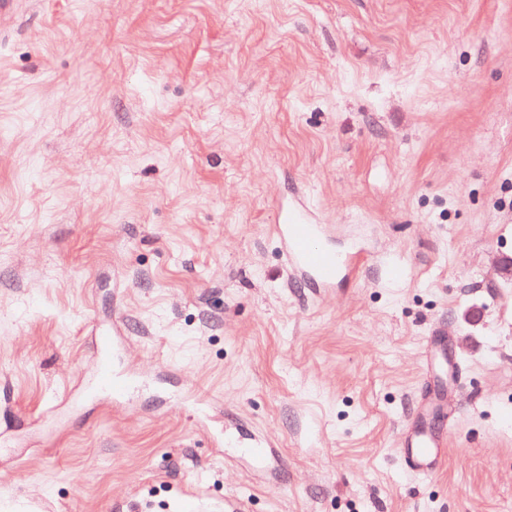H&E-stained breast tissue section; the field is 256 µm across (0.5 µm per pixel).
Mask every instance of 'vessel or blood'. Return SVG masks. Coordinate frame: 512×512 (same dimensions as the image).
I'll return each instance as SVG.
<instances>
[{"instance_id": "obj_1", "label": "vessel or blood", "mask_w": 512, "mask_h": 512, "mask_svg": "<svg viewBox=\"0 0 512 512\" xmlns=\"http://www.w3.org/2000/svg\"><path fill=\"white\" fill-rule=\"evenodd\" d=\"M276 234L288 256L292 277L316 288L332 287L340 277L356 273L367 258L361 250L344 253L333 247L327 225L317 223L300 202L279 212ZM121 334L116 325L93 338L97 386L116 401L125 399L135 382L131 373H116L110 356ZM441 403L438 395H431L409 418L402 433L397 452L415 475L429 476L442 464L443 437L434 430Z\"/></svg>"}]
</instances>
